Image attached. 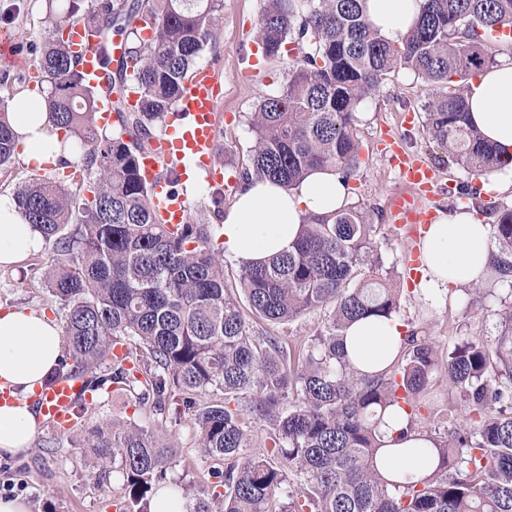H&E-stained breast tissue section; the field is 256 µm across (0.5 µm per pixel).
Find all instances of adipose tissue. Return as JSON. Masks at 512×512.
<instances>
[{
    "mask_svg": "<svg viewBox=\"0 0 512 512\" xmlns=\"http://www.w3.org/2000/svg\"><path fill=\"white\" fill-rule=\"evenodd\" d=\"M423 0H365L369 22L388 41L402 42L421 13ZM471 122L493 141L501 156H512V62L503 61L480 71L467 92ZM25 98L22 111L9 115L23 147L27 164L44 163L70 155L69 142L53 132L45 113L32 111ZM348 203L347 188L335 170H318L292 188L268 180H249L225 211L217 231L224 251L246 263L288 251L301 225L311 214L323 215ZM492 227L467 212L439 217L428 225L420 241L421 293L433 302L449 287L480 282L492 250ZM43 237L20 216L13 200L0 197V266L8 267L41 252ZM396 318H367L346 331L351 363L366 371L384 369L401 344ZM63 350L60 324L45 313L15 309L0 313V385L17 388L11 403L0 404V450L28 449L39 431L28 397L51 372ZM421 434L408 433L400 444L383 448L380 469L390 481L404 475L429 474L433 461L411 456L427 447Z\"/></svg>",
    "mask_w": 512,
    "mask_h": 512,
    "instance_id": "obj_1",
    "label": "adipose tissue"
}]
</instances>
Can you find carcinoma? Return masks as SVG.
<instances>
[{"mask_svg": "<svg viewBox=\"0 0 512 512\" xmlns=\"http://www.w3.org/2000/svg\"><path fill=\"white\" fill-rule=\"evenodd\" d=\"M364 0H266L258 38L268 57H288L280 92L252 116L254 146L241 177L284 186L332 167L344 181L357 170L362 102L402 66L433 92L424 134L468 171L463 186L512 164L469 123L465 81L497 64L496 46L512 38V0H424L402 44L381 38ZM52 37L31 67L45 87L49 124L73 143L80 179H30L13 194L19 214L52 246L44 285L58 303L68 349L44 379L77 375L93 391L131 393L141 408L177 422L193 416L197 447L213 461L207 488L195 493L169 477L175 448L158 432L112 423L88 440L95 459L119 463L125 496L150 512L162 487L189 500L187 512H512V314L494 342L469 338L435 351L422 328L406 324L393 361L380 372L354 367L342 339L349 325L400 311L389 280L359 279L381 266L373 225L356 205L310 215L287 253L242 265L228 286L205 212L171 233L138 175V152L167 126L182 81L213 45L224 0H45ZM155 37H141V23ZM81 26L93 36L104 78L113 82L112 39L124 52L119 84L138 103L113 104L115 132L97 125L100 86L62 34ZM293 45L296 53L287 49ZM26 84H0V168L17 149L8 100ZM88 191L90 196L79 195ZM490 274L512 284V209L493 207ZM318 313L312 335L291 342L261 324ZM126 348L123 356L113 353ZM472 416L468 429L436 437L426 396L437 377ZM404 413L405 429L426 434L432 474L389 482L378 461L385 411ZM271 440L270 456L249 453L250 424ZM221 488L224 493L216 492Z\"/></svg>", "mask_w": 512, "mask_h": 512, "instance_id": "cac0c4a2", "label": "carcinoma"}]
</instances>
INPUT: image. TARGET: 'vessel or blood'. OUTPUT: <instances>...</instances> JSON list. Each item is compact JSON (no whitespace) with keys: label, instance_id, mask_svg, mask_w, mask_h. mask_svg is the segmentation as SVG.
<instances>
[{"label":"vessel or blood","instance_id":"obj_1","mask_svg":"<svg viewBox=\"0 0 512 512\" xmlns=\"http://www.w3.org/2000/svg\"><path fill=\"white\" fill-rule=\"evenodd\" d=\"M70 39L73 50L83 57L84 72L92 79H100L103 71L99 56L85 41L83 31H72ZM220 93L221 76L212 66L187 78L180 94L179 122L141 155L139 172L152 189L154 210L168 228L187 223L189 211L185 195L172 189L166 176L168 170H176L184 181L201 177L216 185L224 181L223 175L213 169ZM382 146L409 181L408 189L392 197L390 210L395 224L408 239L406 273L412 276L419 266L413 239L418 225L431 223L435 217L424 198L436 185L438 175L433 164L409 153L397 135L384 134ZM34 401L39 421L52 430L64 431L75 425L78 405H92L93 397L85 393L82 379L61 377L43 386Z\"/></svg>","mask_w":512,"mask_h":512}]
</instances>
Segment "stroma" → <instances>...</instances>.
Wrapping results in <instances>:
<instances>
[{"label":"stroma","mask_w":512,"mask_h":512,"mask_svg":"<svg viewBox=\"0 0 512 512\" xmlns=\"http://www.w3.org/2000/svg\"><path fill=\"white\" fill-rule=\"evenodd\" d=\"M265 0H224L217 28L218 53H205L200 65H216L224 83L220 108L218 139L223 145L217 160L225 174V203H232L241 181L239 175L250 164L254 135L250 120L261 100L282 89L286 81V58L262 56L257 42L259 16ZM42 0H0V37L11 40L20 58L13 65L0 64V78L16 75L29 60L33 46L43 44L48 32L43 24ZM256 57L254 77H246L243 53ZM427 98V86L408 68L392 73L361 105L358 117L360 140L359 169L349 183L352 204L363 208L373 226L374 246L383 262L382 275L389 277L401 294L400 319L423 328L438 351H446L450 342L462 336L492 342L506 312L512 311V286L493 281L481 282L449 292L438 303L427 302L420 292L406 286L403 274L405 247L389 213L391 198L403 190L404 182L394 168L389 153L378 141L390 130L402 138L406 149L429 159L439 174L427 203L444 213L472 211V202L455 189L469 175L449 160L447 154L433 148L421 126L403 125L407 112H421ZM66 165L42 169L25 165L21 157L0 170V195H12L15 188L32 178L62 181ZM48 252H40L22 264L0 267V312L11 308H30L56 317L58 306L43 285ZM131 419L151 429L161 428L164 438L177 448L181 464L172 473L174 479L189 485L203 482L210 462L196 446L191 416L175 423L162 422L160 416L134 406L130 395L103 394L86 409L76 426L65 432L40 431L28 450L5 456L11 458L12 481L25 482L22 499L30 512H120L123 502V477L120 472L98 473L91 462V449L84 443L100 425L113 419Z\"/></svg>","instance_id":"1"}]
</instances>
